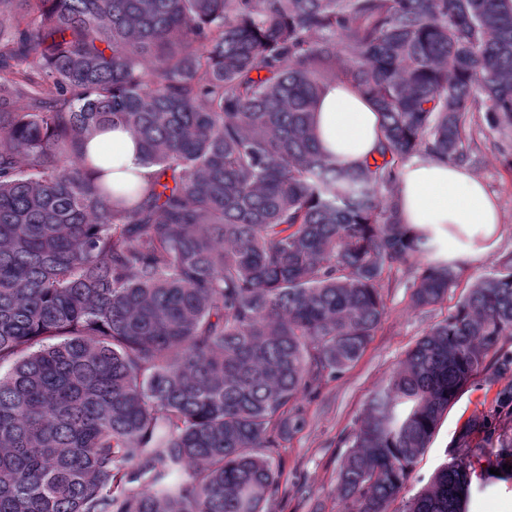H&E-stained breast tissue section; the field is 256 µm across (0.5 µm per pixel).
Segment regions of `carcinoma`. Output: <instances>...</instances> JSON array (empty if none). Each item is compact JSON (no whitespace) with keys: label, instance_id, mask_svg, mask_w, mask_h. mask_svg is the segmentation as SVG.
Listing matches in <instances>:
<instances>
[{"label":"carcinoma","instance_id":"carcinoma-1","mask_svg":"<svg viewBox=\"0 0 512 512\" xmlns=\"http://www.w3.org/2000/svg\"><path fill=\"white\" fill-rule=\"evenodd\" d=\"M337 81L379 114L372 164L317 141ZM476 112L512 128V0H0V512H269L295 401L358 361L395 271L415 309L458 287L397 170L464 162ZM115 125L145 192L82 157ZM511 341L507 256L370 397L342 512H390ZM471 470L453 456L402 512H462Z\"/></svg>","mask_w":512,"mask_h":512}]
</instances>
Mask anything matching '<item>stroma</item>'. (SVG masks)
Listing matches in <instances>:
<instances>
[{
    "label": "stroma",
    "instance_id": "obj_1",
    "mask_svg": "<svg viewBox=\"0 0 512 512\" xmlns=\"http://www.w3.org/2000/svg\"><path fill=\"white\" fill-rule=\"evenodd\" d=\"M469 154L466 169L501 203L502 223L495 246L487 255L467 260L459 287L433 308H411L410 278L406 270L396 272L397 286L385 292L386 319L361 358L338 379L330 381L317 398L299 399L304 425L279 450L283 477L269 504L270 512H339L336 471L343 452L342 437L359 420L373 392L406 350L429 325L447 315L464 287L492 270L498 259L512 255V134L478 121ZM510 390L512 371L494 380L483 375L475 379L441 419L429 448L401 494L402 499L415 495L458 450V436L467 419L487 415L493 420L491 433L473 437L469 442L472 494L465 512H503V503L512 502V481L496 478L491 468L500 452L512 451V404L502 399L503 393Z\"/></svg>",
    "mask_w": 512,
    "mask_h": 512
}]
</instances>
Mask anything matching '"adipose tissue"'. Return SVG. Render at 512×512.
<instances>
[{"instance_id": "ef3b65f1", "label": "adipose tissue", "mask_w": 512, "mask_h": 512, "mask_svg": "<svg viewBox=\"0 0 512 512\" xmlns=\"http://www.w3.org/2000/svg\"><path fill=\"white\" fill-rule=\"evenodd\" d=\"M322 149L346 166L371 158L380 138L373 104L348 83L330 84L314 115ZM105 182L135 183L148 189L152 170L142 162L137 137L117 125L98 132L84 145ZM403 223L426 233L438 258L463 261L487 253L501 222V204L469 171L445 161L416 158L399 173Z\"/></svg>"}]
</instances>
